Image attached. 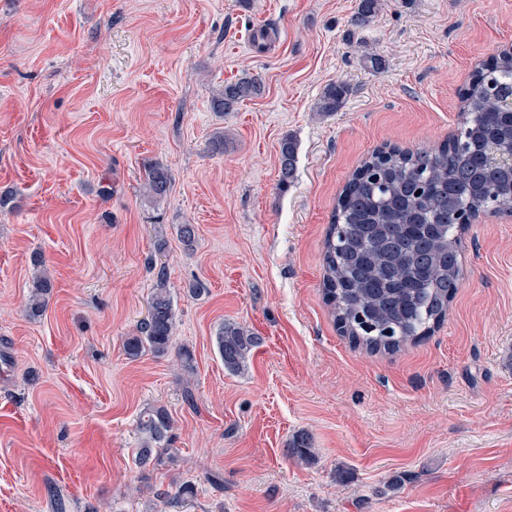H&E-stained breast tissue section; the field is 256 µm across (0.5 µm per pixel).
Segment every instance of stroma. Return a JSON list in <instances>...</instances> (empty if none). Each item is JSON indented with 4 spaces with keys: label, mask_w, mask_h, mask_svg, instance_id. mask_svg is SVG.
I'll use <instances>...</instances> for the list:
<instances>
[{
    "label": "stroma",
    "mask_w": 512,
    "mask_h": 512,
    "mask_svg": "<svg viewBox=\"0 0 512 512\" xmlns=\"http://www.w3.org/2000/svg\"><path fill=\"white\" fill-rule=\"evenodd\" d=\"M359 4L0 0V512H51V486L70 512H512V216L468 225L445 321L398 353L342 336L323 292L343 186L377 149L454 137L512 0H381L356 26ZM244 76L263 93L214 112ZM333 82L342 107L317 111ZM147 161L172 177L157 204ZM161 274L191 373L125 351ZM227 321L257 338L238 374ZM150 407L177 455L143 470ZM300 432L306 462L286 454ZM296 143L292 138H285L280 144V179L281 189H287L295 171Z\"/></svg>",
    "instance_id": "obj_1"
}]
</instances>
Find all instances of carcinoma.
Segmentation results:
<instances>
[{
    "mask_svg": "<svg viewBox=\"0 0 512 512\" xmlns=\"http://www.w3.org/2000/svg\"><path fill=\"white\" fill-rule=\"evenodd\" d=\"M380 0H361L353 21L366 23ZM495 66L472 74L462 95V128L452 142L418 151L393 149L371 154L340 193L324 242L323 285L326 301L342 335L371 352L395 353L439 324L463 278L460 220L490 209L512 212V167L494 165L492 146H512V112L502 106L503 90L512 85V50L495 57ZM263 92L249 76L224 83L214 96L222 114L234 112ZM347 94L342 83L325 89L318 111L334 112ZM296 143L280 144L279 186L288 188L295 171ZM145 195L154 203L169 193L171 175L158 163L145 166ZM51 291L47 277L35 281L28 310L41 312ZM176 315L164 274H159L138 334L125 341L136 358L157 356L175 346ZM224 368L246 367L255 338L232 322L216 332ZM173 421L162 407L139 418V467L162 462L170 452ZM311 448L304 435L289 444V456L302 460Z\"/></svg>",
    "mask_w": 512,
    "mask_h": 512,
    "instance_id": "1",
    "label": "carcinoma"
}]
</instances>
